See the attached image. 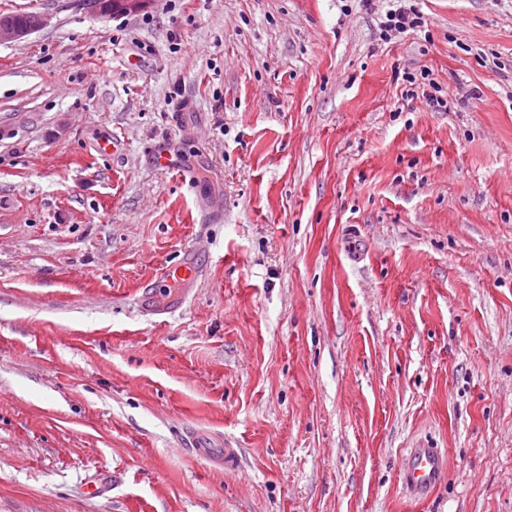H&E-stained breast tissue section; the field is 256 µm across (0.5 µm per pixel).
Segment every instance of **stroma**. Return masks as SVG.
Instances as JSON below:
<instances>
[{
	"label": "stroma",
	"mask_w": 512,
	"mask_h": 512,
	"mask_svg": "<svg viewBox=\"0 0 512 512\" xmlns=\"http://www.w3.org/2000/svg\"><path fill=\"white\" fill-rule=\"evenodd\" d=\"M410 3L0 0V512H512V0ZM387 21L384 22L385 31H398L399 33L407 30L421 27L424 24L420 14L411 7L391 10L387 15ZM27 12L16 14H8L0 16V43L7 41H16L29 33L39 30L45 26L44 14L32 12L29 14L27 22L23 25L16 23H23L26 19ZM5 18V19H1ZM8 19V20H6ZM16 22H12V21ZM203 274L204 270L196 264L192 255H188L183 257L177 265L163 269L160 278L183 281L186 285H189L203 277ZM152 283H147L141 288V294L138 297V308L144 315H154L168 313L180 308L191 288H183L178 294L172 296L163 306L156 304V295H154ZM187 440L202 458L216 464H224L226 470H235L238 467L240 448H233L231 444L224 442V439L214 443L208 437L193 432L189 433ZM448 459L440 448L417 445L410 448L402 478L406 488L418 498L427 497L447 474Z\"/></svg>",
	"instance_id": "1"
}]
</instances>
